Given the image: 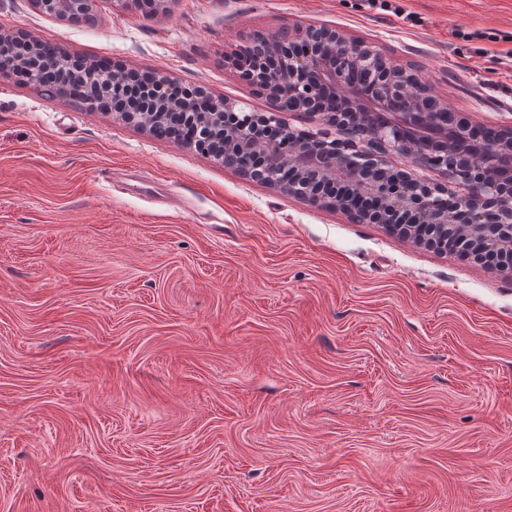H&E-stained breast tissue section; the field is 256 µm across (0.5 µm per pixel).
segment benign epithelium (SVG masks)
Instances as JSON below:
<instances>
[{
    "label": "benign epithelium",
    "instance_id": "obj_1",
    "mask_svg": "<svg viewBox=\"0 0 512 512\" xmlns=\"http://www.w3.org/2000/svg\"><path fill=\"white\" fill-rule=\"evenodd\" d=\"M35 9L73 24L95 21V0H30ZM13 35L0 33V81L12 77L8 45ZM66 53L57 45L29 39L19 59L35 71L58 67ZM246 65L272 100L289 99L292 111L318 118L336 128L338 138L322 132L302 135L278 127L268 133L251 123L249 111L236 100L206 90L183 97L178 84L157 76L141 88L144 106L121 112L122 120L146 133L182 121L192 128L183 145L201 151L218 147L214 158L251 180H263L313 206L330 207L352 217L364 207L393 234L433 248L451 246L468 256L476 250L503 260L502 272L512 275V129L490 141L463 150V132L448 124V106L416 90V74L397 68L371 43H351L335 30L310 25L292 31L265 33L224 53V65ZM72 80L89 93L82 107L104 110L106 99L94 73L70 66ZM128 69H112V96L121 99L130 83ZM346 112L393 115L386 123L362 122L343 149L349 134ZM394 155L409 164L392 163Z\"/></svg>",
    "mask_w": 512,
    "mask_h": 512
}]
</instances>
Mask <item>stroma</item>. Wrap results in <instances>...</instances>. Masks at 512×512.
<instances>
[{
  "label": "stroma",
  "instance_id": "obj_1",
  "mask_svg": "<svg viewBox=\"0 0 512 512\" xmlns=\"http://www.w3.org/2000/svg\"><path fill=\"white\" fill-rule=\"evenodd\" d=\"M0 0L88 61L263 97L223 56L308 25L512 127V0ZM0 512H512V276L0 82ZM35 9L73 24L91 25L95 21V0H30Z\"/></svg>",
  "mask_w": 512,
  "mask_h": 512
}]
</instances>
